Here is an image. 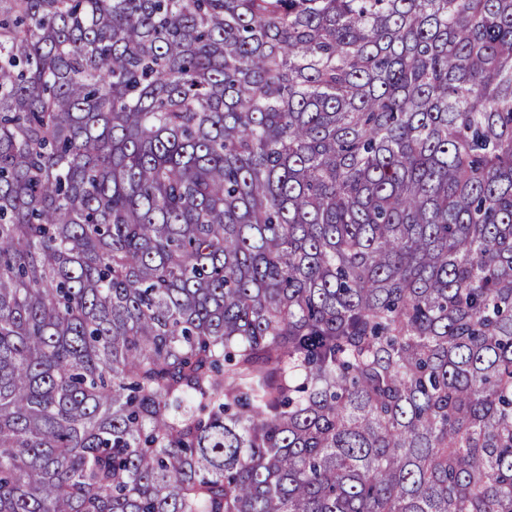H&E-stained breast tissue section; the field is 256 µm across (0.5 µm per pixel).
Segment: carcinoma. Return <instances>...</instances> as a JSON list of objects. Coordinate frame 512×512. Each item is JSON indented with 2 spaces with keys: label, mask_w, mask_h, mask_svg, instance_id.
<instances>
[{
  "label": "carcinoma",
  "mask_w": 512,
  "mask_h": 512,
  "mask_svg": "<svg viewBox=\"0 0 512 512\" xmlns=\"http://www.w3.org/2000/svg\"><path fill=\"white\" fill-rule=\"evenodd\" d=\"M0 512H512V0H0Z\"/></svg>",
  "instance_id": "carcinoma-1"
}]
</instances>
